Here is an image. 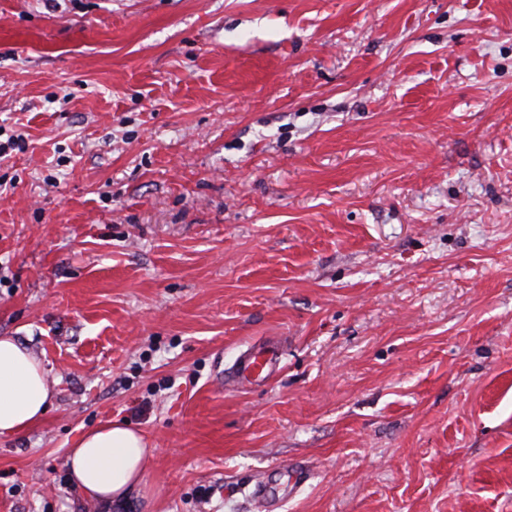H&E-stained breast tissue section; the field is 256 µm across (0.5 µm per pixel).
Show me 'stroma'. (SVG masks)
<instances>
[{
  "label": "stroma",
  "instance_id": "35a3bbf8",
  "mask_svg": "<svg viewBox=\"0 0 512 512\" xmlns=\"http://www.w3.org/2000/svg\"><path fill=\"white\" fill-rule=\"evenodd\" d=\"M0 146V512H512V0H0ZM51 396L42 361L15 336H0V435L27 430L42 418ZM278 348L266 345L262 350L248 349L238 358L235 378L238 382L261 381L268 382L279 365ZM151 454L140 431L121 423L98 426L70 450L72 482L90 499H126L140 488Z\"/></svg>",
  "mask_w": 512,
  "mask_h": 512
}]
</instances>
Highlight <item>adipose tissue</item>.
Segmentation results:
<instances>
[{"instance_id":"1","label":"adipose tissue","mask_w":512,"mask_h":512,"mask_svg":"<svg viewBox=\"0 0 512 512\" xmlns=\"http://www.w3.org/2000/svg\"><path fill=\"white\" fill-rule=\"evenodd\" d=\"M51 396L42 361L16 337L0 336V435L27 430L42 418ZM151 454L140 431L121 423L101 425L71 449V478L89 498L120 501L140 488Z\"/></svg>"}]
</instances>
